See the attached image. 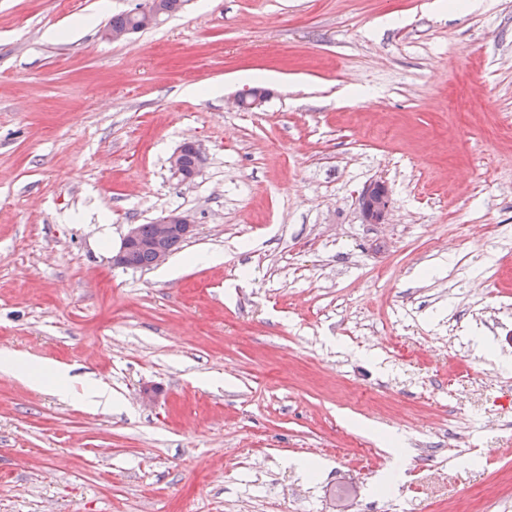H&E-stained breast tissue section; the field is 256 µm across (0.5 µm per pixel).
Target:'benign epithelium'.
<instances>
[{"mask_svg": "<svg viewBox=\"0 0 512 512\" xmlns=\"http://www.w3.org/2000/svg\"><path fill=\"white\" fill-rule=\"evenodd\" d=\"M143 23L151 25L158 21L163 14L161 0H146L145 6L137 10ZM190 149L199 157L200 163L192 171L186 174L182 170L181 157L184 150ZM204 152L199 143L187 141L183 143L171 158V166L182 180L188 182L195 180L202 172ZM362 211L365 220L369 224H382L392 207V198L387 187L376 182L367 186L361 195ZM197 225L194 224L191 216L183 211L171 210L153 221V234L145 239L140 235L138 225L131 224L125 234L117 253L112 256V264L117 267H127L128 253L134 249H147L153 252L154 264L160 265L170 256V250L166 247L168 240L178 235L183 239L195 234Z\"/></svg>", "mask_w": 512, "mask_h": 512, "instance_id": "obj_1", "label": "benign epithelium"}]
</instances>
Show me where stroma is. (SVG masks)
<instances>
[{
    "mask_svg": "<svg viewBox=\"0 0 512 512\" xmlns=\"http://www.w3.org/2000/svg\"><path fill=\"white\" fill-rule=\"evenodd\" d=\"M144 3L0 0V351L116 400L0 377V512H512V0H184L102 38ZM175 209L164 266H113ZM181 0H148L145 6L136 12L141 16L145 25H152L157 22L163 14L165 15L176 11L180 7ZM163 7V8H162ZM137 22V16L133 12L121 14L112 17L107 24V28L102 30V37L108 41H122L132 34V30H122L131 28L141 30L146 28L145 25ZM112 27V28H110ZM115 29V30H112ZM190 149V150H186ZM184 150L185 153H184ZM194 151L196 155L199 157L200 162L198 163V158L192 152ZM184 153V155H183ZM183 155V167L186 172H190L194 167H196L190 175H187L185 171L182 170V162L181 157ZM204 163V152L202 147L196 141H187L184 142L177 151L173 154L171 158V166L176 174H178L183 181H193L195 180L202 172ZM198 164V165H197ZM197 165V166H196ZM362 211L369 224H383L392 207L387 187L380 182L367 186L361 195ZM152 224H139L142 236L144 238L150 237L149 239H144L140 235L137 224L129 225L119 250L112 257L114 266L127 268L128 253L134 249L147 250H135L130 254L128 263L133 266V269L151 268L153 266V255L154 264L156 266L160 265L168 259L171 253L181 247V244L185 242L181 239L193 236L197 230V225L194 224L191 216L179 210L164 213L155 219ZM175 235H179L181 239H172L166 247L168 240Z\"/></svg>",
    "mask_w": 512,
    "mask_h": 512,
    "instance_id": "35a3bbf8",
    "label": "stroma"
}]
</instances>
